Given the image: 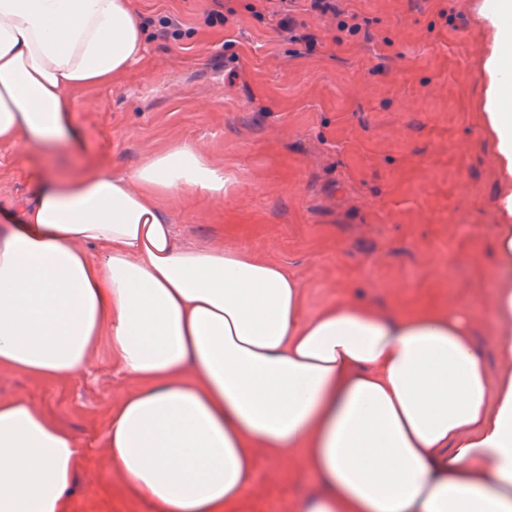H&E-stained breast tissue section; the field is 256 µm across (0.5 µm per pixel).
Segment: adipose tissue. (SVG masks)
<instances>
[{
    "mask_svg": "<svg viewBox=\"0 0 512 512\" xmlns=\"http://www.w3.org/2000/svg\"><path fill=\"white\" fill-rule=\"evenodd\" d=\"M476 9L501 173L496 371L465 307L310 313L286 267L179 240L169 198L226 184L190 143L122 176L41 173L0 230V366L54 383L107 349L137 387L110 409L99 465L149 512H230L271 460L318 477L299 512H512V0ZM144 52L131 0H0V143L80 139L69 91ZM82 455L52 413L0 399V512H65Z\"/></svg>",
    "mask_w": 512,
    "mask_h": 512,
    "instance_id": "adipose-tissue-1",
    "label": "adipose tissue"
}]
</instances>
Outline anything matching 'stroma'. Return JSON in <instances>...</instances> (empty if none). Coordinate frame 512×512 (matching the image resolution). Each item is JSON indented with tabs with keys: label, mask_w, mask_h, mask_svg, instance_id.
<instances>
[{
	"label": "stroma",
	"mask_w": 512,
	"mask_h": 512,
	"mask_svg": "<svg viewBox=\"0 0 512 512\" xmlns=\"http://www.w3.org/2000/svg\"><path fill=\"white\" fill-rule=\"evenodd\" d=\"M478 0H349L364 24L296 11L315 45L281 34L255 0H133L147 51L123 76L80 92V142L0 145V226L35 200L36 177L99 164L134 169L188 142L224 169V197L188 191L171 201L181 237L240 248L284 265L305 308L337 295L383 307L467 304L479 336L503 272L491 259L498 167L478 117L486 43ZM181 24L156 37V19ZM30 154L29 166L16 159ZM135 388L107 359L53 384L0 367V397L51 411L80 439L86 462L67 512H146L97 465L108 408ZM315 478L272 463L255 473L235 512H295Z\"/></svg>",
	"instance_id": "1"
}]
</instances>
